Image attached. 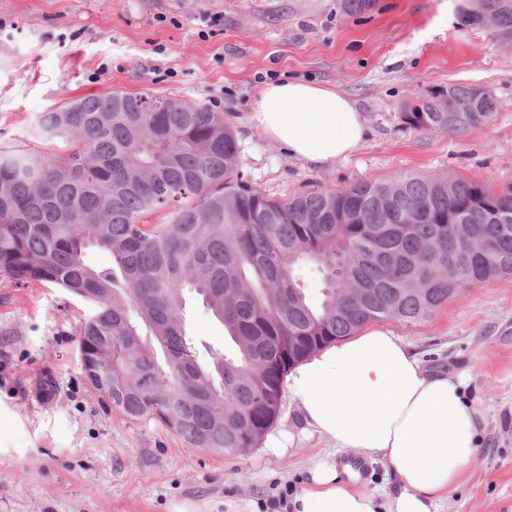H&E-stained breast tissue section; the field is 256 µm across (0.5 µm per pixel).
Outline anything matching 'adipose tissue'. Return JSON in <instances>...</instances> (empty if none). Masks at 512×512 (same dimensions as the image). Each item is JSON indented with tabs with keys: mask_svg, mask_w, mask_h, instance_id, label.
I'll use <instances>...</instances> for the list:
<instances>
[{
	"mask_svg": "<svg viewBox=\"0 0 512 512\" xmlns=\"http://www.w3.org/2000/svg\"><path fill=\"white\" fill-rule=\"evenodd\" d=\"M253 125L307 164H335L359 150L367 127L356 102L336 89L288 79L262 85ZM464 382L427 371L390 331L371 328L325 349L288 375L307 424L334 442L390 464L396 478L388 512H433L466 478L480 414ZM375 493L349 485L335 461L311 469L293 512H377Z\"/></svg>",
	"mask_w": 512,
	"mask_h": 512,
	"instance_id": "adipose-tissue-1",
	"label": "adipose tissue"
}]
</instances>
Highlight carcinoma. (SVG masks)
I'll return each instance as SVG.
<instances>
[{"instance_id":"carcinoma-1","label":"carcinoma","mask_w":512,"mask_h":512,"mask_svg":"<svg viewBox=\"0 0 512 512\" xmlns=\"http://www.w3.org/2000/svg\"><path fill=\"white\" fill-rule=\"evenodd\" d=\"M457 15L512 42V0H460ZM496 109L450 84L400 120L463 135ZM34 136L64 147L0 151V277L91 304L78 328L87 385L215 456L258 447L288 371L311 354L370 322H423L458 290L512 275V186L407 174L277 200L239 174L224 113L148 93L69 101L38 116ZM161 209L167 222H143ZM92 248L112 266H90ZM187 292L233 356L199 362Z\"/></svg>"}]
</instances>
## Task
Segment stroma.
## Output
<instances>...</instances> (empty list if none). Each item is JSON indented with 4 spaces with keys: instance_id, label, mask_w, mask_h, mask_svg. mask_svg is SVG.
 <instances>
[{
    "instance_id": "obj_1",
    "label": "stroma",
    "mask_w": 512,
    "mask_h": 512,
    "mask_svg": "<svg viewBox=\"0 0 512 512\" xmlns=\"http://www.w3.org/2000/svg\"><path fill=\"white\" fill-rule=\"evenodd\" d=\"M457 0H0V150L44 149L38 113L115 90L191 101L229 115L244 179L275 199L402 174L512 184V48L460 28ZM300 79L354 100L368 133L348 159L317 168L249 121L262 84ZM451 84L481 86L494 118L457 136L414 130L401 112ZM89 304L52 284L0 277V512H263L306 488L333 451L290 394L258 448L217 457L158 422H132L86 384L77 330ZM200 362L233 353L223 325L187 294ZM433 372L467 380L482 418L467 477L436 512H512V276L460 289L427 320L382 321ZM56 382L53 395L39 387Z\"/></svg>"
}]
</instances>
